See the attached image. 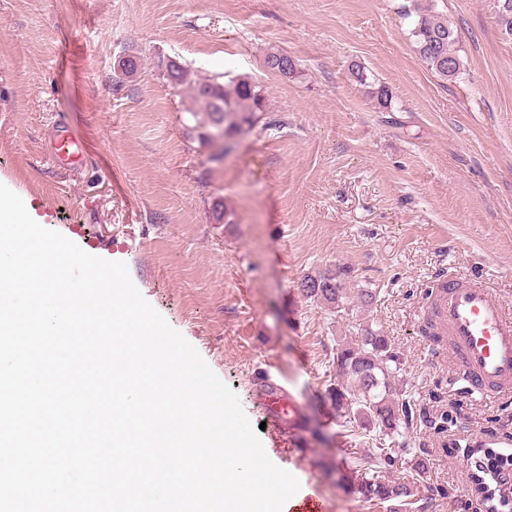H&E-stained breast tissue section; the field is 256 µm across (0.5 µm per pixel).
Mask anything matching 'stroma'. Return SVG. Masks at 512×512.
<instances>
[{"mask_svg": "<svg viewBox=\"0 0 512 512\" xmlns=\"http://www.w3.org/2000/svg\"><path fill=\"white\" fill-rule=\"evenodd\" d=\"M497 0H0V183L47 229L127 265L143 298L238 397L271 461L325 512H391L347 490L354 459L390 449L378 479L416 480L427 509L458 512L470 432L512 433V400L489 403L426 337V303L447 273L489 280L512 304V36ZM440 13L459 35L453 81L422 61L402 9ZM298 62L267 71V53ZM140 60L119 82L120 59ZM176 58L189 81L171 87ZM366 79L358 81L352 66ZM249 77L264 122L224 161L194 83ZM392 94L391 109L377 98ZM81 161L47 163L56 123ZM111 237L97 250V238ZM350 271L348 316L300 284ZM375 292L371 306L361 291ZM366 321L400 357L396 387L422 413L386 437L326 398L338 341ZM285 386L307 426L289 446L262 430L252 394ZM265 68L273 73H278L281 76H292L297 72V61L288 53L274 52L265 57Z\"/></svg>", "mask_w": 512, "mask_h": 512, "instance_id": "1", "label": "stroma"}]
</instances>
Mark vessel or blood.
Returning a JSON list of instances; mask_svg holds the SVG:
<instances>
[{
	"mask_svg": "<svg viewBox=\"0 0 512 512\" xmlns=\"http://www.w3.org/2000/svg\"><path fill=\"white\" fill-rule=\"evenodd\" d=\"M80 147L67 131H58L49 162L79 156ZM432 314L448 338V366L460 371L468 389L485 400L512 397V306L479 280L448 277L436 294ZM265 421L280 429L295 405L286 402L277 385L261 391Z\"/></svg>",
	"mask_w": 512,
	"mask_h": 512,
	"instance_id": "vessel-or-blood-1",
	"label": "vessel or blood"
}]
</instances>
